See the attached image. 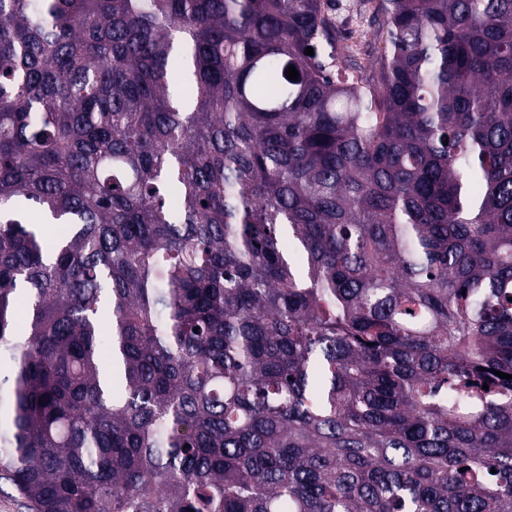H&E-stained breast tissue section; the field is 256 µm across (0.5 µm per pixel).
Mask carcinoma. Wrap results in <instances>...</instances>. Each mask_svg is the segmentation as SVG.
Segmentation results:
<instances>
[{"label": "carcinoma", "instance_id": "obj_1", "mask_svg": "<svg viewBox=\"0 0 512 512\" xmlns=\"http://www.w3.org/2000/svg\"><path fill=\"white\" fill-rule=\"evenodd\" d=\"M329 6L0 0L31 512H512V0ZM363 0H335L331 2L339 30V45L364 44L370 37L371 4Z\"/></svg>", "mask_w": 512, "mask_h": 512}]
</instances>
